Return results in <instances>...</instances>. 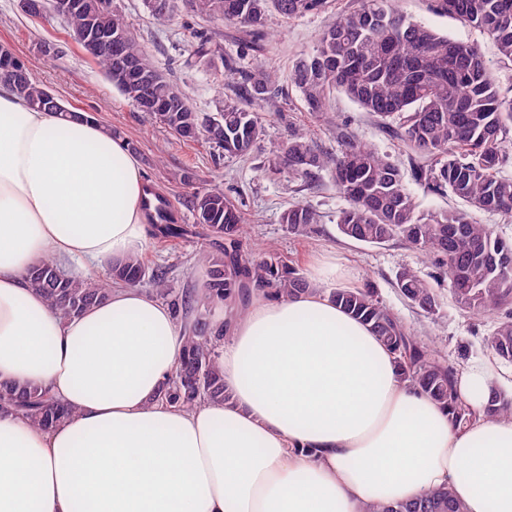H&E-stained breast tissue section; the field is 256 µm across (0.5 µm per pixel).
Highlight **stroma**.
Listing matches in <instances>:
<instances>
[{"label": "stroma", "mask_w": 512, "mask_h": 512, "mask_svg": "<svg viewBox=\"0 0 512 512\" xmlns=\"http://www.w3.org/2000/svg\"><path fill=\"white\" fill-rule=\"evenodd\" d=\"M18 3L19 0H0V46L26 60L33 78L67 107L94 113L102 125L121 131L141 163L146 185L172 200V223H191L186 197L193 189L223 183L225 193L242 206L249 256L275 250L282 260L306 276L317 262H336L342 272L335 280L336 286L372 283L382 302L412 332L430 337L448 363L462 368L476 361H491L502 376L500 388L512 392V363L492 359L482 342L494 325V317H475L459 310L447 283L439 281L438 269L427 263L418 250L398 242L370 246L342 238L336 230V217L347 202L337 192L330 171H321L314 183L307 184L268 171L265 165L273 149L285 143L296 129L314 145L339 152L336 130L341 127L388 155L406 172V188L420 208L454 206L449 195L429 192L410 177L409 153L394 128L383 127L376 117L340 92L331 95L325 115H313L291 82L294 62L313 52L328 23L358 11L361 0H326L324 9L289 21L277 12H269L258 38L235 24L201 22V30L214 34V56L208 63L192 58L190 34L182 21L162 26L154 23L144 0H114L115 6L126 14L135 38L149 50L158 69L189 94L195 111L214 115L225 103L235 101L243 73L256 66L275 73L277 94L259 106L262 139L247 156L225 154L204 139L178 140L168 129L137 111L112 86L99 66L72 42L61 19H32ZM397 7L412 20L439 33L477 45L501 95L512 98V64L500 59L486 33L438 14L432 0H398ZM47 44L53 47L48 54L43 51ZM299 203L313 207L321 217L316 233L306 237L289 234L281 222L282 213ZM204 244L203 237L196 235L167 241L153 238L141 259L151 269L169 267L175 290L202 288L209 280V270L196 257ZM405 267L418 269L425 280L434 283L439 303L436 314L413 308L400 295L396 275Z\"/></svg>", "instance_id": "obj_1"}]
</instances>
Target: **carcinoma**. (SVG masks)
<instances>
[{
    "label": "carcinoma",
    "mask_w": 512,
    "mask_h": 512,
    "mask_svg": "<svg viewBox=\"0 0 512 512\" xmlns=\"http://www.w3.org/2000/svg\"><path fill=\"white\" fill-rule=\"evenodd\" d=\"M100 24L122 33V53L152 73L145 87H127L114 77V54L108 49L90 54L106 78L135 107L144 97L167 103L151 118L183 141L206 138L229 155H247L262 136V121L254 104L276 90L274 74L257 66L245 74L237 100L224 105L218 117L193 110L186 92L160 72L149 51L130 30L122 11L112 0H89ZM435 11L482 30L494 41L499 54L512 62V0H434ZM326 0H185L188 13L210 23H232L258 30L266 13L274 10L290 20L324 7ZM67 34L86 49V18L73 14L64 19ZM193 39V57L212 53V37L184 24ZM292 82L307 111L324 114L331 93L339 91L382 124L398 120L399 136L406 144L414 178L433 192L448 193L458 206L420 209L408 193L404 175L388 156L339 129L343 148L338 155L319 151L306 136L294 133L272 152L269 166L293 179H310L329 169L336 190L347 200L336 221L342 237L369 245L401 242L419 250L446 278L457 307L467 313L498 315L494 330L483 337L492 355L512 362V241L496 235L487 224H477L472 212L484 211L512 217V180L498 176L512 159V100L498 93L480 49L436 32L402 14L394 0H362L361 8L338 18L319 36L313 53L294 64ZM13 90L39 110L75 120L92 119L86 112H71L32 76L9 79ZM194 224L171 223L165 216L152 225L160 238L201 234L214 247L198 253L209 268L208 293L213 302L228 307V318L215 321L202 310L189 291L171 296L167 272L151 275L154 293L170 300L177 315L194 318L186 333L185 348L173 375L163 385L168 403L190 408L204 401H226L224 381L216 357L230 319L239 316L253 288L268 289L274 297L311 290L298 270L272 256L246 257L245 218L238 204L214 185L197 188L188 199ZM288 231L304 236L319 223L308 205H296L282 215ZM146 268L138 257L112 264L107 280L77 281L51 263L27 272L31 287L44 295L64 319L79 315L105 298L114 284L136 286ZM403 298L426 313L437 310V295L418 271L404 268L396 276ZM328 297L354 317L369 324L399 358L401 371L412 385L448 407L458 426L473 419L470 407L456 389L458 370L442 358L428 340L411 333L379 300L370 285L331 288ZM0 411L14 412L30 424L49 428L70 414V409L39 387L0 383ZM490 417L512 419V395L493 387L485 406ZM373 512H464L448 488L431 491L409 502L380 506Z\"/></svg>",
    "instance_id": "obj_1"
}]
</instances>
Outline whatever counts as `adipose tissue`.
Listing matches in <instances>:
<instances>
[{
	"instance_id": "ef3b65f1",
	"label": "adipose tissue",
	"mask_w": 512,
	"mask_h": 512,
	"mask_svg": "<svg viewBox=\"0 0 512 512\" xmlns=\"http://www.w3.org/2000/svg\"><path fill=\"white\" fill-rule=\"evenodd\" d=\"M143 189L102 125L0 81V382L72 409L48 430L0 412V512H366L440 487L464 512H512V420L483 413L490 363L460 370L479 417L457 426L327 294L259 289L219 348L229 401L186 410L159 397L188 326L167 303L115 287L61 319L28 270L91 280L143 252Z\"/></svg>"
}]
</instances>
